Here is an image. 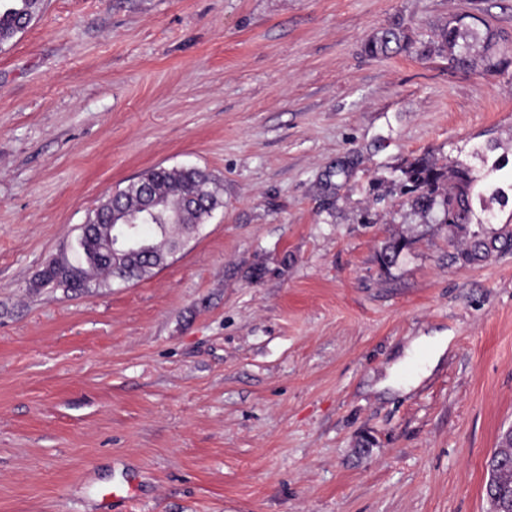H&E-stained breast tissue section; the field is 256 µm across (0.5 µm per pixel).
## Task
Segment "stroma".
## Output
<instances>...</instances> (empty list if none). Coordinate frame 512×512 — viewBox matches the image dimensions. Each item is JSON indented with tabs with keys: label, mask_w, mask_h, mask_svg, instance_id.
<instances>
[{
	"label": "stroma",
	"mask_w": 512,
	"mask_h": 512,
	"mask_svg": "<svg viewBox=\"0 0 512 512\" xmlns=\"http://www.w3.org/2000/svg\"><path fill=\"white\" fill-rule=\"evenodd\" d=\"M469 13L512 33V0H42L0 46V512H490L512 246L462 264L397 178H512V71L363 52ZM156 166L219 179L200 233L146 279L38 287ZM426 344L429 345L430 350L425 366L421 369L419 375H417L411 382L404 385V388L407 390L409 389V386H416L423 377L430 374L431 369L436 365L446 348V338L444 336H435L433 338H420L415 340L406 350L407 356L405 360H413Z\"/></svg>",
	"instance_id": "1"
}]
</instances>
